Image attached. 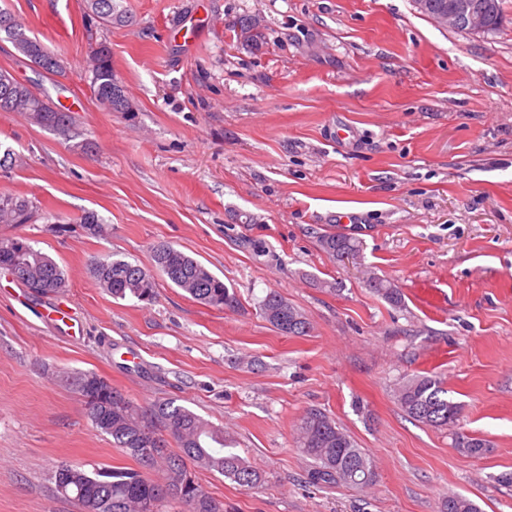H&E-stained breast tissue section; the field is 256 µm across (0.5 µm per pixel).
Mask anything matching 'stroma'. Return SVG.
Segmentation results:
<instances>
[{
	"mask_svg": "<svg viewBox=\"0 0 512 512\" xmlns=\"http://www.w3.org/2000/svg\"><path fill=\"white\" fill-rule=\"evenodd\" d=\"M119 2L128 23L106 26L85 0H0L66 69L43 73L1 35L0 68L75 108L66 132L0 112L17 157L0 193L36 205L0 236L28 238L67 278L41 297L0 271V512H78L55 492L61 463L134 467L57 382L73 370L223 426L266 473L247 491L198 472L224 512H442L457 494L512 512L493 481L512 471V0L478 34L411 0ZM101 46L132 111L92 94ZM87 211L101 235L58 231ZM334 232L362 242L360 260L320 250ZM159 243L223 278L237 305L205 306L161 275L150 303L95 280L94 259L149 268ZM271 291L308 335L262 318ZM419 374L444 380L456 426L402 411L396 385ZM311 408L374 459L372 488L306 483L296 425ZM459 434L484 455H461Z\"/></svg>",
	"mask_w": 512,
	"mask_h": 512,
	"instance_id": "obj_1",
	"label": "stroma"
}]
</instances>
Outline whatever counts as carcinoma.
Wrapping results in <instances>:
<instances>
[{
  "label": "carcinoma",
  "mask_w": 512,
  "mask_h": 512,
  "mask_svg": "<svg viewBox=\"0 0 512 512\" xmlns=\"http://www.w3.org/2000/svg\"><path fill=\"white\" fill-rule=\"evenodd\" d=\"M450 0H423L419 9L435 19L448 11ZM87 8L103 24L126 22L116 0H87ZM0 33L29 60L54 56L43 43L26 32L21 22L6 9H0ZM93 94L111 112H129L131 104L120 82L112 74L109 51L92 58ZM0 111L29 112L41 124L67 130L72 116L58 111L49 97L18 81L0 69ZM33 202L21 195L0 194V224H27ZM319 246L333 259L344 254L358 255L360 242L346 235L319 236ZM156 269L175 287L196 301L217 309L237 303L235 294L208 267L168 243L153 247ZM15 268L18 281L44 276L50 296L67 288L63 269L49 256L34 248L28 239L0 237V268ZM96 280L112 297L135 298L150 302L155 298L156 281L152 271L128 260H99L94 264ZM369 287L388 303L399 306V290L386 280L373 277ZM259 309L279 333L306 335L305 314L277 292L268 293ZM60 383L81 398L93 428L112 437V444L133 458L139 469L100 468L88 471L77 464L62 463L54 472L56 492L71 501L78 512H159L165 502L181 512H224V502L214 497L196 478V470L219 474L246 490L265 483L264 472L239 454L224 437V428L214 425L172 399L142 405L123 395L105 378L94 372H64ZM397 400L413 420L432 427H446L458 421L460 406L448 399L443 381L432 375H416L398 384ZM297 448L311 459L307 483L313 487L332 484L370 486L376 483V468L370 455L358 447L346 430L319 409L308 410L297 425ZM457 450L470 457L486 452L478 438L458 435ZM444 512H477L476 504L462 495L451 496Z\"/></svg>",
  "instance_id": "obj_1"
}]
</instances>
